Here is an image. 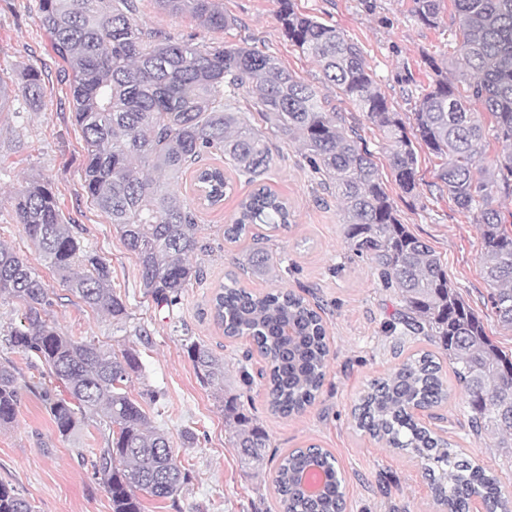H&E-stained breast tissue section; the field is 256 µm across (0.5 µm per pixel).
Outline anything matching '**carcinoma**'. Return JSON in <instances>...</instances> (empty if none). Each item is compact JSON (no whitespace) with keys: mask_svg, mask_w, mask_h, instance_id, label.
Masks as SVG:
<instances>
[{"mask_svg":"<svg viewBox=\"0 0 512 512\" xmlns=\"http://www.w3.org/2000/svg\"><path fill=\"white\" fill-rule=\"evenodd\" d=\"M277 20L288 41L313 58L325 80L366 114L389 146V167L400 189L417 188L423 144L441 160L436 179L463 212L478 213L482 272L493 289L499 322L512 328V235L496 203V192L512 189V0H452L460 25L452 33L473 80L461 88L435 64V78L415 104L408 135L359 46L337 26L299 13L294 0H278ZM444 0H413L416 20L438 27ZM40 23L53 53L68 67L72 118L85 144L83 189L88 199L119 229L138 259L147 295L159 307L178 301L183 288L203 272L188 262L197 248L196 216L175 190L182 175L209 154H220L248 182L262 180L271 149L261 130L233 101L243 90L275 133L299 144L319 186L341 204L345 242L367 259L402 309L387 323L399 336H424L439 353L418 351L370 381L351 409L357 430L392 450L412 452L425 462L436 502L446 512H469L481 498L488 512H512L498 477L453 448L452 443L416 422L411 409L448 401L440 356L448 358L469 413L471 432L490 433L497 445L512 440V357L487 336L478 315L448 280L439 256L398 218L372 151L342 117L326 109L314 87L302 83L278 59L255 46H224L176 39L148 31L137 22V0H39ZM169 13L192 14L203 27L221 31L233 24L218 0H155ZM31 105L41 98V73L24 71L10 82L0 77V112L17 93ZM473 102L494 118L493 136L503 153L483 167L488 135ZM213 201L229 184L224 171L199 167ZM17 222L42 261L72 295L123 323L127 310L112 291L109 265L86 249L76 225L65 221L46 182H33L14 196ZM288 204L262 185L244 198L224 240L235 243L253 225L271 232L290 227ZM236 264L260 276L276 265L253 251ZM24 307L20 323L5 330L9 346L47 367L66 394L47 386L38 395L58 433L73 437L82 419L98 416L108 430L107 446L94 463L95 475L112 512H143L140 495L176 499L188 474L168 434L152 426L141 400L127 383L142 371L137 352L116 353L95 342L63 333L50 320L49 289L16 251L0 244V295ZM214 320L224 336H247L263 358L268 408L291 416L311 405L326 375L327 323L293 291L276 288L255 294L237 281L219 288L212 300ZM186 353L200 380L224 390V361L192 341ZM21 391L15 368L0 365V426L14 422ZM241 395L224 394V416L232 447L247 465H258L269 447L265 429L240 411ZM334 456L316 445L282 455L274 487L280 512H344L345 479L336 476ZM321 484L309 497L297 489L306 474ZM0 512H35L31 502L0 483Z\"/></svg>","mask_w":512,"mask_h":512,"instance_id":"obj_1","label":"carcinoma"}]
</instances>
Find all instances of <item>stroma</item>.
<instances>
[{
    "label": "stroma",
    "mask_w": 512,
    "mask_h": 512,
    "mask_svg": "<svg viewBox=\"0 0 512 512\" xmlns=\"http://www.w3.org/2000/svg\"><path fill=\"white\" fill-rule=\"evenodd\" d=\"M219 2L233 20L222 31L208 30L190 15L159 10L155 0H140L138 20L144 29L179 39L258 47L276 56L301 81L320 88L329 108L341 112L374 153L401 222L433 248L461 298L483 321L487 335L511 355L512 329L498 322L491 288L481 270L477 216L461 212L436 179L438 159L419 147L418 187L411 194L402 192L389 167L388 150L364 114L325 84L317 63L284 37L276 18L277 0ZM295 3L301 13L343 29L362 49L378 88L405 126L413 125L415 101L434 77L430 59L449 60V81L459 80L464 71L456 61V46L448 42L449 30L459 25L451 0H446L435 28L412 17V0ZM30 66L42 73L39 106L30 108L21 97L11 111L0 112V243L24 255L45 282L53 299L51 316L64 333L108 349L131 348L138 353L142 373L133 377L128 390L134 395L146 389L158 391V401L144 409L152 425L168 432L190 473L175 500L144 497V512H278L271 483L278 460L289 449L309 444L334 455L345 479L346 512H441L420 458L384 448L353 425L351 406L368 383L429 344L419 336L385 333L399 302L393 292L381 288L368 261L351 256L341 208L319 187L298 145L273 131L265 133L272 161L263 183L288 202L294 219L286 232L271 235L259 224L240 241H225V224L254 186L219 156L208 155L204 161L222 167L232 185L222 205H200L192 174L180 179L177 189L197 215L198 244L191 260L201 265L203 278L184 288L175 305L161 309L146 294L137 258L126 249L119 230L82 189L84 140L71 118L68 75L40 25L38 0H0V74L15 75ZM32 181L52 184L64 219L78 224L84 245L109 264L112 290L127 308L125 327H117L113 319L63 288L17 224L12 197ZM253 249L279 260L276 280L235 267L234 258ZM231 273L248 291L264 293L279 286L320 306L328 326V368L319 396L302 414L285 417L269 411L259 376L263 361L251 340L225 337L214 321L212 298ZM190 339L224 361L225 389H240L239 367L254 374L242 402L245 413L269 437L262 471L247 468L232 447L221 390L198 379L185 351ZM5 362L15 366L22 392L15 422L0 426V482L29 499L36 512H112L93 469L105 445L95 422L85 423L77 436H60L38 396L28 389L46 375L41 362L0 338V363ZM443 375L448 380L447 404L439 408L438 418L421 411L417 420L440 430L457 450L482 459L512 492V446L500 448L491 437L473 435L451 368H444ZM186 430L195 435L188 446L182 440Z\"/></svg>",
    "instance_id": "1"
}]
</instances>
